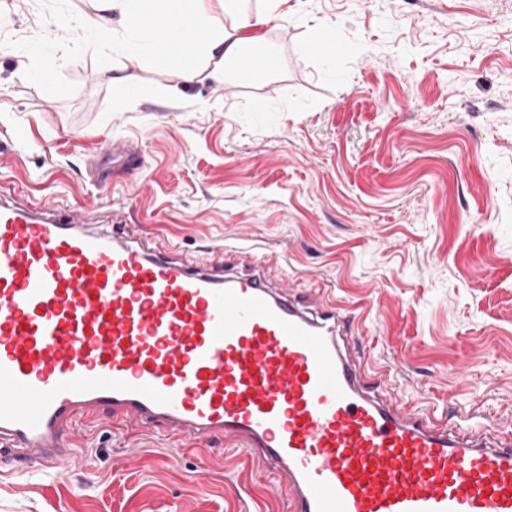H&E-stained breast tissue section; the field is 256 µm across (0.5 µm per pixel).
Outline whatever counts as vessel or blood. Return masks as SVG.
Here are the masks:
<instances>
[{
    "label": "vessel or blood",
    "instance_id": "b4317fda",
    "mask_svg": "<svg viewBox=\"0 0 512 512\" xmlns=\"http://www.w3.org/2000/svg\"><path fill=\"white\" fill-rule=\"evenodd\" d=\"M98 221L0 200V459L60 471L95 416L245 448L284 512H512V429L489 444L399 403L324 288L299 303L149 246L121 206Z\"/></svg>",
    "mask_w": 512,
    "mask_h": 512
}]
</instances>
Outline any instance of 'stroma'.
I'll return each instance as SVG.
<instances>
[{"label":"stroma","mask_w":512,"mask_h":512,"mask_svg":"<svg viewBox=\"0 0 512 512\" xmlns=\"http://www.w3.org/2000/svg\"><path fill=\"white\" fill-rule=\"evenodd\" d=\"M271 62L224 80L146 64L113 75L60 12L0 7V185L208 257L240 239L324 284L403 401L512 424V0H291ZM335 49H307L308 20ZM73 51L48 80L47 54ZM264 111H255L257 103ZM138 149L123 169L113 145ZM53 477L0 462V512H270L239 449L191 455L150 429L88 427Z\"/></svg>","instance_id":"35a3bbf8"}]
</instances>
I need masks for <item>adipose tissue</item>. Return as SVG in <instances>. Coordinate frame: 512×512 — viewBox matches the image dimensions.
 <instances>
[{
	"label": "adipose tissue",
	"mask_w": 512,
	"mask_h": 512,
	"mask_svg": "<svg viewBox=\"0 0 512 512\" xmlns=\"http://www.w3.org/2000/svg\"><path fill=\"white\" fill-rule=\"evenodd\" d=\"M96 17L84 19L92 31L87 48L120 44L124 66L150 63L178 66L193 80L211 65L217 78L237 74L250 59L268 60L264 29L287 19L289 0H261L249 11L242 0H97Z\"/></svg>",
	"instance_id": "1"
}]
</instances>
